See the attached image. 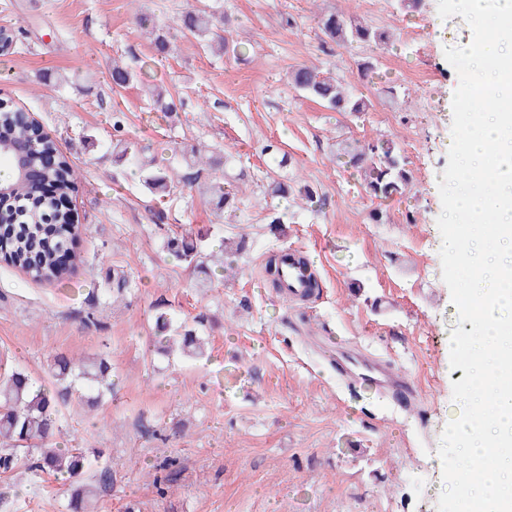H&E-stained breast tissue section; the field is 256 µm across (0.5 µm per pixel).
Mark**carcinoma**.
Returning <instances> with one entry per match:
<instances>
[{
	"label": "carcinoma",
	"instance_id": "cac0c4a2",
	"mask_svg": "<svg viewBox=\"0 0 512 512\" xmlns=\"http://www.w3.org/2000/svg\"><path fill=\"white\" fill-rule=\"evenodd\" d=\"M140 27L157 50L163 52L170 44L163 29L147 27L146 18L137 17ZM319 25L325 37L338 47L353 42L374 45L390 42L394 33L389 30L372 29L361 21L345 15L344 12H322ZM214 19L206 13H189L183 19L184 32L193 38L207 43L215 53L225 54L235 60L244 58L240 44H229L225 39L215 43L208 42L212 35ZM134 79L127 67L112 61V81L118 87H124ZM290 83L315 101L334 112L361 113L369 109L370 102L362 95L354 93L347 84L333 76L322 75L317 68L299 65L289 73ZM147 92L154 100L155 108L160 112H174L176 105L167 100L163 90L150 87ZM26 143L30 146L33 161L39 162L40 156L55 151L54 141L44 135L40 128L23 122L18 111L7 105L0 106V144L13 145ZM113 149L118 162H134L145 171L143 186L152 200L161 204L174 194L178 186L193 188L198 176L192 173H180L165 166L159 167L154 161L140 159V150L135 144L121 139ZM221 157L206 153L199 147L190 150L187 166H218ZM349 164L360 169L366 192L371 198L381 202L403 194L411 183L409 172L395 146L388 142L367 144L349 154ZM50 182L60 196H69L76 189V173L68 159L58 155V165L47 173ZM211 201L215 209L231 215L238 209V191L232 182L224 180L210 186ZM18 204L9 209L0 210V260L18 268L35 279L60 283L71 272L69 268L58 266L59 253L67 248L79 233L80 225L70 210H50L35 188L30 187L15 196ZM166 247L176 257L190 265L202 267L203 254L198 244L188 241L184 236H174L167 240ZM133 282L125 272H117L112 278V299L125 296ZM156 327L159 332L174 330L175 335L163 337L159 344L178 346L187 356L202 358L205 356V342L199 329L187 322L173 326L168 313L156 315ZM53 377L65 387L52 392L36 387L24 372L14 369L0 376V474L12 471L18 463L19 454H26L29 470L52 474L67 482L70 487L68 507L72 512H89L88 503L97 497L98 485L86 478L90 462L87 456L77 448L51 447L53 444L58 415V402L66 392L80 385L92 392L87 401L98 404L102 398L112 392V365L105 358L91 362L83 359L56 357L51 364Z\"/></svg>",
	"mask_w": 512,
	"mask_h": 512
}]
</instances>
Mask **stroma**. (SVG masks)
Listing matches in <instances>:
<instances>
[{"instance_id":"35a3bbf8","label":"stroma","mask_w":512,"mask_h":512,"mask_svg":"<svg viewBox=\"0 0 512 512\" xmlns=\"http://www.w3.org/2000/svg\"><path fill=\"white\" fill-rule=\"evenodd\" d=\"M336 9L396 39L384 46L324 43L319 11ZM190 11L221 13L215 36L244 41L235 62L183 37ZM150 15L170 35L162 54L135 17ZM0 27L14 40L0 50V100L30 113L79 174L71 206L82 228L78 261L64 283L34 280L0 263V357L36 383L55 386L53 357H110L114 395L88 409L79 394L60 407L61 440L95 448L90 473L102 478L94 512H437L444 488L438 448L460 405L450 366L457 310L441 276L438 183L451 145L459 79L445 50L470 43L461 16L442 19L437 0L417 11L399 0H0ZM144 81L112 82V62ZM377 65L360 80L359 63ZM316 66L370 100L361 114L330 112L288 82ZM180 102L157 111L146 84ZM121 132H114L113 113ZM142 156L184 170L196 143L227 152V166L157 210L137 167L117 162L116 138ZM392 141L412 176L406 194L376 204L347 151ZM279 153H267V145ZM288 164L279 167L280 152ZM305 181L322 203L267 198V175ZM239 187L232 219L215 212L207 182ZM381 209L383 220L369 219ZM284 220L281 232L270 214ZM201 226L202 248L245 236L240 275L219 266L202 277L166 249L168 237ZM295 249L319 286L291 306L264 277L272 253ZM137 286L112 302V270ZM176 322L202 321L209 356H164L154 348L157 306ZM392 357L412 372L419 400L402 408L386 394L347 390L322 349ZM173 485L158 491L153 477ZM18 512H67L60 480L18 467L0 477Z\"/></svg>"}]
</instances>
